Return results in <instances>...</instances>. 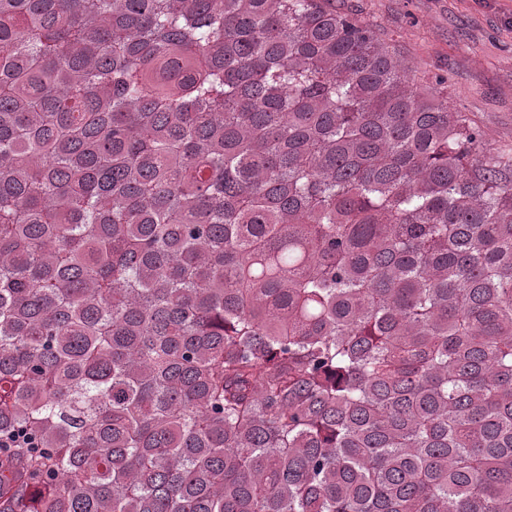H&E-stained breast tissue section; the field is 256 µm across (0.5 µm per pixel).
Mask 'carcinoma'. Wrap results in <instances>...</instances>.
Returning <instances> with one entry per match:
<instances>
[{"label":"carcinoma","mask_w":512,"mask_h":512,"mask_svg":"<svg viewBox=\"0 0 512 512\" xmlns=\"http://www.w3.org/2000/svg\"><path fill=\"white\" fill-rule=\"evenodd\" d=\"M0 512H512V146L333 0H0Z\"/></svg>","instance_id":"carcinoma-1"}]
</instances>
